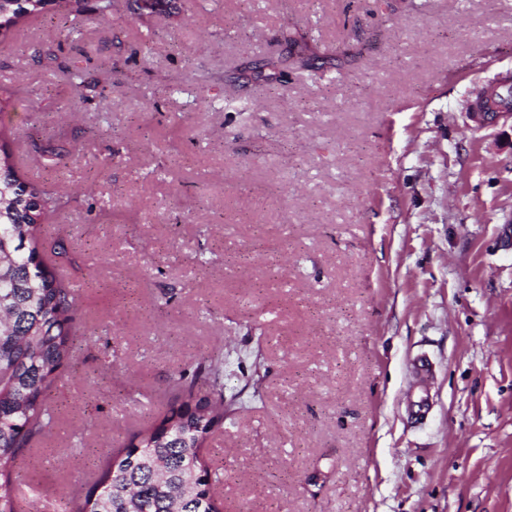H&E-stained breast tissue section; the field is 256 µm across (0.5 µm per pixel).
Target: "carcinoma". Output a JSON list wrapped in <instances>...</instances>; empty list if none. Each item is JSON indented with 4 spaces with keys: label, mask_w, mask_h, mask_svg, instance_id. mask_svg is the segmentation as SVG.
<instances>
[{
    "label": "carcinoma",
    "mask_w": 512,
    "mask_h": 512,
    "mask_svg": "<svg viewBox=\"0 0 512 512\" xmlns=\"http://www.w3.org/2000/svg\"><path fill=\"white\" fill-rule=\"evenodd\" d=\"M47 0H0V29L44 9ZM512 105V84L504 80L476 102ZM65 197L22 181L0 160V512H20L25 487L14 477L19 455L54 422L46 398L70 367L77 337L78 294L51 266L66 253L62 242L44 256L37 219L62 210ZM267 377L261 361L248 382L259 393ZM224 356L208 357L184 369L176 402L157 424L117 449L84 494L63 500L61 512H223L224 505L199 488L201 474L220 481L202 462L205 434L224 420Z\"/></svg>",
    "instance_id": "obj_1"
}]
</instances>
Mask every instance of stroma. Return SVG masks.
Masks as SVG:
<instances>
[{"mask_svg":"<svg viewBox=\"0 0 512 512\" xmlns=\"http://www.w3.org/2000/svg\"><path fill=\"white\" fill-rule=\"evenodd\" d=\"M505 77L512 0H116L1 31L0 131L69 200L44 239L81 296L22 512L90 488L221 345L224 512H512V112L470 110Z\"/></svg>","mask_w":512,"mask_h":512,"instance_id":"1","label":"stroma"}]
</instances>
